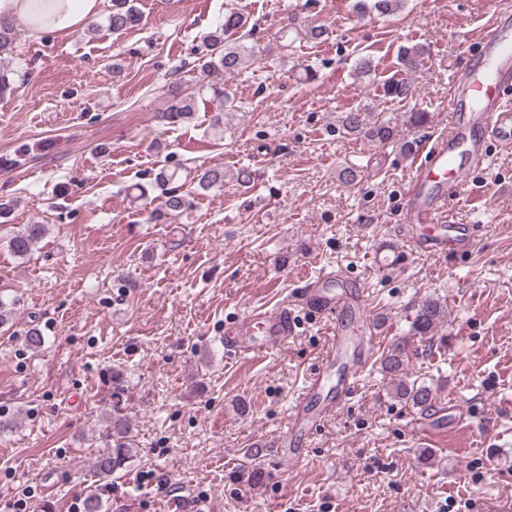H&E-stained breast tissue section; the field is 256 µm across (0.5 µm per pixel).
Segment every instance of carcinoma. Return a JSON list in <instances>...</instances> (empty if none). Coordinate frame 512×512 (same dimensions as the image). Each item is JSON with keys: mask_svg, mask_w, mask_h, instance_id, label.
<instances>
[{"mask_svg": "<svg viewBox=\"0 0 512 512\" xmlns=\"http://www.w3.org/2000/svg\"><path fill=\"white\" fill-rule=\"evenodd\" d=\"M403 0H354L353 10L358 14L373 12L379 18H390L401 11ZM114 32H121L138 26L141 14L130 0H112V8L106 19ZM247 19L230 9L224 12V22L203 38V54L199 59L200 69L205 73L221 72L231 75L240 72L256 57L255 46L244 40L251 36L246 30ZM13 27L0 21V54H7L16 43ZM424 50L420 46H403L397 55L402 72L416 70L422 62ZM382 95L392 100H404L410 92V85L404 78L391 77L381 85ZM197 112L196 96L192 93L173 91L171 104L162 118L169 124H181L192 120ZM340 128L349 135L357 136L371 145H386L398 135V122L395 118L373 120L369 113L351 109L340 116ZM197 189L208 191L224 186V169L213 167L197 175ZM179 170L167 165L160 166L148 184H135L133 200H147L150 194L157 193L159 203L150 212V220L159 223L170 216L185 214L194 206L191 194L182 191ZM44 234L41 224H29L14 230L7 238V247L18 257L29 255ZM447 315V305L438 298H428L418 305L412 329L420 336L433 335ZM407 364L405 350L395 347L384 359L387 372L397 376L394 394L406 399L422 410L432 407L435 398L431 386L403 377ZM131 429L126 419L112 416V437L114 446L105 448L95 460V468L103 478L122 468L133 457L134 448L130 442Z\"/></svg>", "mask_w": 512, "mask_h": 512, "instance_id": "1", "label": "carcinoma"}]
</instances>
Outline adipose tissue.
<instances>
[{
    "label": "adipose tissue",
    "instance_id": "obj_1",
    "mask_svg": "<svg viewBox=\"0 0 512 512\" xmlns=\"http://www.w3.org/2000/svg\"><path fill=\"white\" fill-rule=\"evenodd\" d=\"M102 0H0V20L29 39L84 28L101 11Z\"/></svg>",
    "mask_w": 512,
    "mask_h": 512
}]
</instances>
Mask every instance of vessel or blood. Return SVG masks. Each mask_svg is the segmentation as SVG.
Listing matches in <instances>:
<instances>
[{"mask_svg":"<svg viewBox=\"0 0 512 512\" xmlns=\"http://www.w3.org/2000/svg\"><path fill=\"white\" fill-rule=\"evenodd\" d=\"M484 51L480 64L465 80L455 81L449 94L451 112L447 134L427 141L421 149L423 160L407 190V221L412 226L413 243L428 253H462L472 246L476 229L471 224L446 222L443 211L447 200L462 188L466 167L462 157L472 164H484L490 143L512 145V103L504 99L512 87V10L496 8L481 39ZM299 302L333 323L332 345L305 390L287 435L279 442V452L297 461L304 454L305 440L318 429L329 412L320 394L331 382L334 367L346 352L348 338L343 323L354 313L359 324H366V290L337 291L327 277L305 280L298 288ZM296 331V318L288 307L253 310L229 322L224 329V349L229 356L247 359L280 347ZM459 417L455 406L441 407L422 436L434 441L445 438Z\"/></svg>","mask_w":512,"mask_h":512,"instance_id":"obj_1","label":"vessel or blood"}]
</instances>
